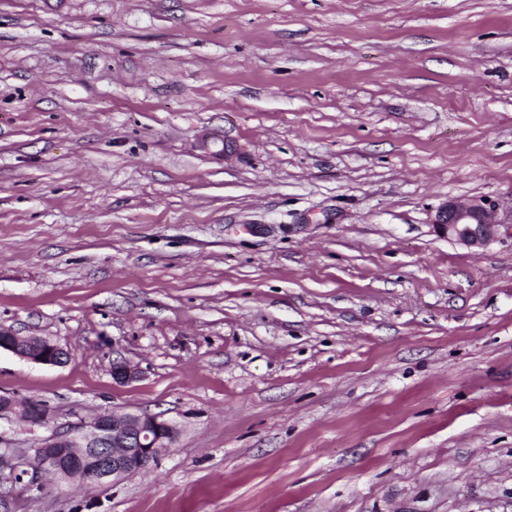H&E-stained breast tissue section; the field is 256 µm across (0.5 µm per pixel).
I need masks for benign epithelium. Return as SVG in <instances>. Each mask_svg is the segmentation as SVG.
Instances as JSON below:
<instances>
[{
  "instance_id": "7a95c632",
  "label": "benign epithelium",
  "mask_w": 512,
  "mask_h": 512,
  "mask_svg": "<svg viewBox=\"0 0 512 512\" xmlns=\"http://www.w3.org/2000/svg\"><path fill=\"white\" fill-rule=\"evenodd\" d=\"M432 224L448 240L469 248H484L503 234L512 237V220L501 219L499 205L488 199H450L436 209ZM1 350L42 365L60 366L70 359L66 349L46 338L10 331L0 335ZM137 375V369L124 361L112 363L117 383H129ZM8 414L30 424L48 422L44 405L0 395V419ZM177 438V426L160 415L114 412L100 414L77 430L51 434L33 448V456L37 468L60 484L74 486L91 478L114 483L148 469Z\"/></svg>"
}]
</instances>
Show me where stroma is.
Listing matches in <instances>:
<instances>
[{"label": "stroma", "mask_w": 512, "mask_h": 512, "mask_svg": "<svg viewBox=\"0 0 512 512\" xmlns=\"http://www.w3.org/2000/svg\"><path fill=\"white\" fill-rule=\"evenodd\" d=\"M512 0H0V512H512ZM138 378L115 383L113 362ZM117 484L34 476L106 412ZM432 224L449 241L469 248H484L502 232L512 237V206L507 222L500 218L496 201L457 197L436 209ZM5 350L26 362L60 366L70 359V353L41 336H19L6 331L0 335V351ZM8 414L35 425H45L49 419L47 409L43 404L13 396L0 395V419ZM178 433L162 415L112 411L77 430L51 434L33 448V456L37 468L60 484L74 486L89 478L114 483L148 469L173 448Z\"/></svg>", "instance_id": "stroma-1"}]
</instances>
